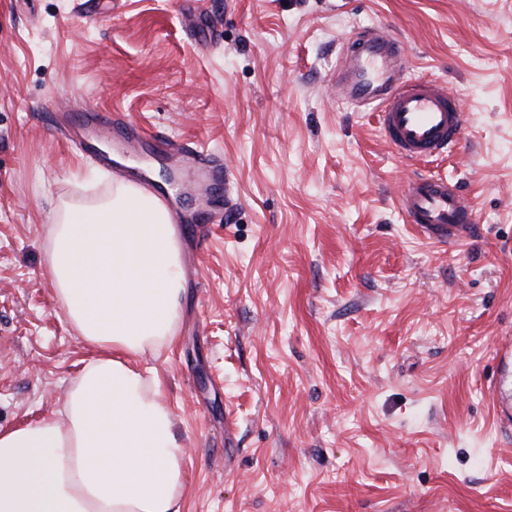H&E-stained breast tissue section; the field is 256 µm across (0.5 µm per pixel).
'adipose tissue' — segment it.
Listing matches in <instances>:
<instances>
[{
	"label": "adipose tissue",
	"mask_w": 512,
	"mask_h": 512,
	"mask_svg": "<svg viewBox=\"0 0 512 512\" xmlns=\"http://www.w3.org/2000/svg\"><path fill=\"white\" fill-rule=\"evenodd\" d=\"M43 259L55 301L94 355L65 404L0 429V512H182L185 453L137 357L174 342L186 278L180 229L153 188L57 198Z\"/></svg>",
	"instance_id": "adipose-tissue-1"
}]
</instances>
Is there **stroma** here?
Listing matches in <instances>:
<instances>
[{
	"label": "stroma",
	"instance_id": "1",
	"mask_svg": "<svg viewBox=\"0 0 512 512\" xmlns=\"http://www.w3.org/2000/svg\"><path fill=\"white\" fill-rule=\"evenodd\" d=\"M371 29L470 114L407 162L328 84ZM95 99L224 162L212 223L180 227L175 342L139 356L184 445V512H512V0H0V428L61 408L90 355L42 257L50 202L90 169L190 181L117 138H54ZM419 174L476 224L454 246L397 207Z\"/></svg>",
	"mask_w": 512,
	"mask_h": 512
}]
</instances>
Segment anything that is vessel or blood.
I'll use <instances>...</instances> for the list:
<instances>
[{
	"label": "vessel or blood",
	"instance_id": "b4317fda",
	"mask_svg": "<svg viewBox=\"0 0 512 512\" xmlns=\"http://www.w3.org/2000/svg\"><path fill=\"white\" fill-rule=\"evenodd\" d=\"M359 62V77L347 82L343 70L330 75L332 85L348 86L351 98L373 104L380 128L397 154L409 162L447 155L459 143L467 123L458 96L433 81L405 79L408 63L398 39L373 34L362 45L348 46ZM181 160L201 177L204 200L196 221H212L215 194H229V180L220 158L184 146ZM407 223L431 239L453 244L467 236L475 216L466 196L446 179L423 175L398 197Z\"/></svg>",
	"mask_w": 512,
	"mask_h": 512
}]
</instances>
